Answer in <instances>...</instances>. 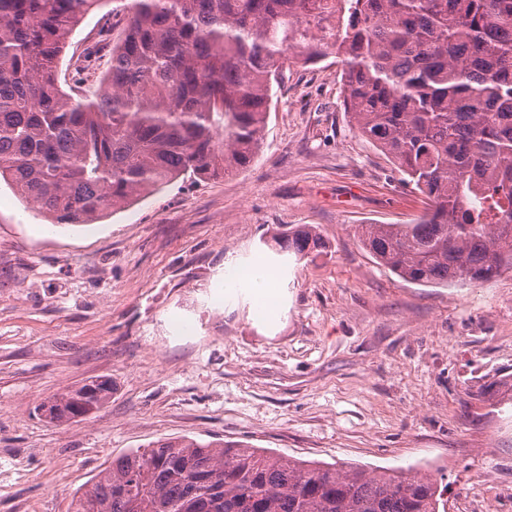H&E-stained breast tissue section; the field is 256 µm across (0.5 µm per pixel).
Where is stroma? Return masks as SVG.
Wrapping results in <instances>:
<instances>
[{
    "label": "stroma",
    "mask_w": 512,
    "mask_h": 512,
    "mask_svg": "<svg viewBox=\"0 0 512 512\" xmlns=\"http://www.w3.org/2000/svg\"><path fill=\"white\" fill-rule=\"evenodd\" d=\"M85 16L62 89L100 34ZM421 197L362 137L331 60H290L259 152L242 170L185 175L84 226L50 224L0 182V512H72L113 458L188 437L303 460L422 469L445 512H512V270L421 286L380 265L361 224H410ZM313 226L299 258L267 242ZM264 254L281 310L256 320L224 264ZM104 377L101 409L50 422L38 406Z\"/></svg>",
    "instance_id": "1"
}]
</instances>
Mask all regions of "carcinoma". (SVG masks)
<instances>
[{
	"label": "carcinoma",
	"instance_id": "cac0c4a2",
	"mask_svg": "<svg viewBox=\"0 0 512 512\" xmlns=\"http://www.w3.org/2000/svg\"><path fill=\"white\" fill-rule=\"evenodd\" d=\"M106 2L0 0V180L51 223L246 167L283 60L333 56L345 111L426 199L413 224L358 225L361 244L420 285L512 267V0H113L110 66L76 99L57 66ZM103 49L86 48L83 81ZM272 240L300 257L324 247L308 225ZM111 397L95 380L38 410L68 421ZM443 493L419 471L176 437L113 459L73 512H439Z\"/></svg>",
	"mask_w": 512,
	"mask_h": 512
}]
</instances>
